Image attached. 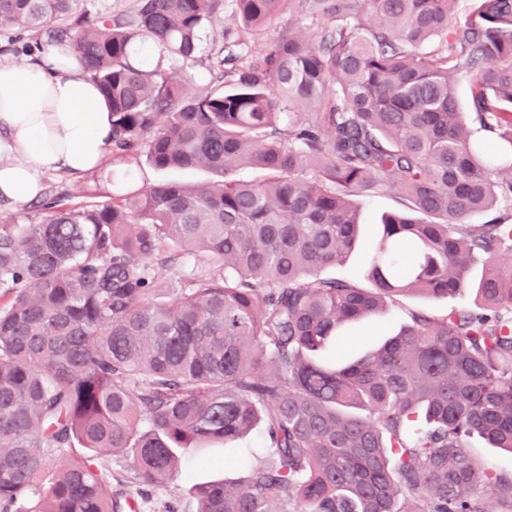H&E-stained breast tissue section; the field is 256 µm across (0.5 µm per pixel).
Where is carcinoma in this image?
<instances>
[{"instance_id":"1","label":"carcinoma","mask_w":512,"mask_h":512,"mask_svg":"<svg viewBox=\"0 0 512 512\" xmlns=\"http://www.w3.org/2000/svg\"><path fill=\"white\" fill-rule=\"evenodd\" d=\"M77 2L0 0V30L58 23L50 42L105 92L113 159L217 180L56 196L0 224V512H127L101 450L160 488L184 450L260 425L266 461L193 485L196 512H488L497 493L512 512V477L467 449L512 453V266L494 263L512 224L466 223L512 178L456 97L468 78L474 121L512 158V0L462 21L456 0H231L241 33L193 93L178 63L224 0ZM295 6L317 34L252 56L247 37ZM386 186L403 210L381 217L370 285L321 276L354 248L355 200ZM158 267L178 271L168 298ZM472 285L492 316L411 311L350 364L318 357L347 322ZM138 0H79L78 12L90 14H131L137 8Z\"/></svg>"}]
</instances>
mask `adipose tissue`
Listing matches in <instances>:
<instances>
[{"instance_id": "adipose-tissue-1", "label": "adipose tissue", "mask_w": 512, "mask_h": 512, "mask_svg": "<svg viewBox=\"0 0 512 512\" xmlns=\"http://www.w3.org/2000/svg\"><path fill=\"white\" fill-rule=\"evenodd\" d=\"M111 137L101 89L70 48L0 63V199H36L46 171L100 168Z\"/></svg>"}]
</instances>
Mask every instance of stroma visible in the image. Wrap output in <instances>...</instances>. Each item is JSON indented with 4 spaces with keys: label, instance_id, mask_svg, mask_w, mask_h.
<instances>
[{
    "label": "stroma",
    "instance_id": "stroma-1",
    "mask_svg": "<svg viewBox=\"0 0 512 512\" xmlns=\"http://www.w3.org/2000/svg\"><path fill=\"white\" fill-rule=\"evenodd\" d=\"M233 24L234 21L226 10L207 24L197 59L183 67L187 79L194 85H203L210 69L223 57L222 33ZM210 178V173L202 169L160 170L144 159L132 165H119L109 158L98 170L80 176L62 171L43 173L41 198L24 204L0 201V219L25 215L31 220H38L43 200L55 196L81 204L104 201L120 183L129 186L159 181L200 184ZM357 204L360 223L358 244L343 264L325 269L324 274L364 286L368 283L371 258L380 236V217L399 210L400 205L397 192L388 187L358 199ZM413 309L426 310L437 318L445 317L452 309L479 316L484 313L476 290L472 287L461 289L448 298L409 297L403 299L400 305L389 307L383 314L342 326L327 343L326 357L339 362L358 358L397 333L406 324L408 311ZM268 453L263 431L259 428L237 441L217 445L203 453L192 448L187 449L181 473L168 486L137 495L136 512H166L171 505L178 512H195V502L189 492L191 486L209 481H245L249 471L262 463Z\"/></svg>",
    "mask_w": 512,
    "mask_h": 512
}]
</instances>
